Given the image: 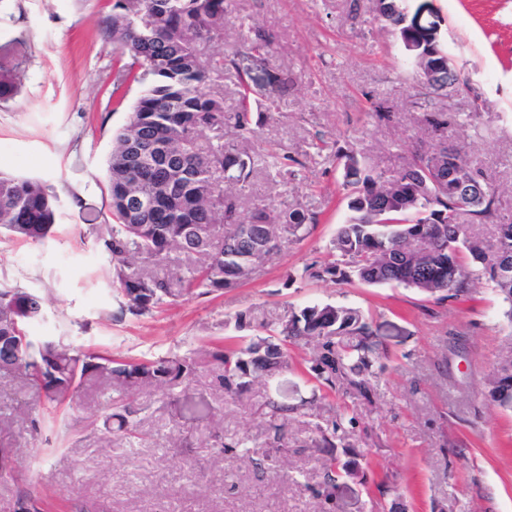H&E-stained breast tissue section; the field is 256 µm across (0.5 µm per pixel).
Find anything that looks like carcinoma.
I'll list each match as a JSON object with an SVG mask.
<instances>
[{
  "label": "carcinoma",
  "mask_w": 512,
  "mask_h": 512,
  "mask_svg": "<svg viewBox=\"0 0 512 512\" xmlns=\"http://www.w3.org/2000/svg\"><path fill=\"white\" fill-rule=\"evenodd\" d=\"M225 0H113L103 21L102 34L116 55L114 86L140 85V95L126 126L113 141L107 160V190L114 224L102 239L112 259V284L123 297L126 310L141 316L178 297L232 288L252 267L279 247L278 232L295 238L310 232L316 215L300 209H282L278 223L270 222L273 203L257 204L248 213L240 210L239 192L252 173V160L224 146V96L213 90L224 76L226 60L209 48L223 39ZM389 32L411 38L397 0L380 2ZM243 45L252 51L270 47L271 37L256 30L242 31ZM24 39L0 46V101L19 90L25 55ZM437 145L416 150L390 177L360 164L357 154L337 155L343 165V188L352 216L332 242L330 260L305 268L318 280L370 285L396 284L447 298L469 293L472 283L486 280L504 305L503 318L512 326V276L498 273L485 257L500 256L512 268V222L502 221L501 200L488 193L464 209L448 181V159L469 165L478 177L483 172L467 155L448 144V123L427 121ZM238 135L253 137L251 103L247 90L240 92L233 113ZM214 132L208 144L199 141L203 130ZM136 132L145 140L171 145L173 164L183 168L179 177L156 167L153 154L144 158L126 154V143ZM155 195V206L132 214L126 205L129 188ZM59 201L36 178L0 174V229L18 239L39 242L54 230ZM471 224H495L492 241L467 236L461 217ZM427 251L418 255L414 243ZM174 248L194 256L199 264L180 275L145 272L131 256L156 267ZM30 298L29 290L0 284V336H25L27 344L0 363V371L18 372L26 384L42 392L50 403L73 398L88 381L117 392L110 419L117 431L132 434L139 410L130 397L146 386L172 387L192 382L199 372L215 368V387L224 400H235L265 379L272 369L290 367L288 345L303 339L317 340L311 372L318 388L333 392L341 384L369 398L373 367L390 353L381 339L379 325L360 311L330 304L314 305L291 313L278 327L265 326L266 335L243 347L204 346L184 356L135 360L110 354L81 353L60 338H35L29 323L15 316L13 306ZM489 400L512 410V375L495 373L487 391ZM267 418L272 441L244 440L222 443L225 453L241 449L240 459L263 474L278 458L258 449L265 446L288 452V422L297 408L272 398L259 404ZM353 471L338 465L336 457L322 462V480L313 489L316 498L329 503L337 482Z\"/></svg>",
  "instance_id": "cac0c4a2"
}]
</instances>
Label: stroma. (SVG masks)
<instances>
[{
  "label": "stroma",
  "instance_id": "obj_1",
  "mask_svg": "<svg viewBox=\"0 0 512 512\" xmlns=\"http://www.w3.org/2000/svg\"><path fill=\"white\" fill-rule=\"evenodd\" d=\"M433 26L462 86L430 109L451 122L453 144L482 166L512 219V0H403ZM222 48L224 114L248 90L257 134L226 143L252 157L241 193L243 211L259 201L287 202L318 216L303 239L273 251L235 288L197 294L151 314L122 312L112 262L101 246L112 223L106 160L115 134L139 95L121 107L110 99L113 48L101 34L105 0H0V46L25 40L19 94L0 101V172L40 179L59 197L54 233L42 242L0 231V282L39 294L44 311L36 337L61 336L86 352L132 359L184 355L203 343L259 335L316 304L356 308L396 328L392 353L372 381L371 398L337 389L314 399L306 370L314 345L291 347L293 366L233 405L202 375L171 394L145 389L139 438L107 433L112 391L84 386L77 405L50 408L17 375H0V421L11 423L18 460L0 479V512H13L29 490L45 512H319L309 489L321 475L315 425L338 424L339 461L360 453L362 480L348 482L341 512H512V411L490 402L489 380L512 353V326L485 282L465 303L400 285L344 284L304 277L322 261L350 211L337 149L356 150L364 166L386 173L415 145L431 142L417 83L401 45L382 29L372 0H227ZM273 37L270 51L241 48L239 23ZM289 77L277 97L273 75ZM479 117H472V110ZM298 159L289 180L273 154ZM251 316L236 328L237 313ZM291 405L316 401V424L288 426V454L276 472L219 455L225 443L251 435L265 441L258 407L266 396ZM182 441H174L173 429Z\"/></svg>",
  "mask_w": 512,
  "mask_h": 512
}]
</instances>
